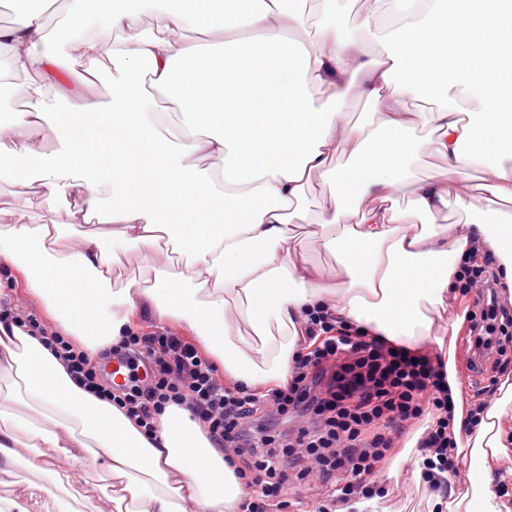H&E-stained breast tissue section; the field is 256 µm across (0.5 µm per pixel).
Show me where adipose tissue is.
Wrapping results in <instances>:
<instances>
[{"label":"adipose tissue","mask_w":512,"mask_h":512,"mask_svg":"<svg viewBox=\"0 0 512 512\" xmlns=\"http://www.w3.org/2000/svg\"><path fill=\"white\" fill-rule=\"evenodd\" d=\"M55 2L0 26L11 69L27 76L20 85L0 76V95L24 101L0 122V180L70 221H0V303L23 284L92 355L142 314L185 324L225 381L253 389L287 382L316 309L400 346L438 348L468 470L448 476L447 495L430 506L512 512L489 486L512 455V383L466 410L448 339L461 324L455 284L469 255L492 253L512 289V0H372L357 27L374 55L345 32L337 0H319L313 53L289 49L302 23L293 0H112L96 18L90 0H65L59 55L43 21ZM191 28L216 44L186 41ZM115 31L125 40L107 74L97 57ZM105 78L109 97L92 98ZM72 83L87 95L60 111ZM353 92L371 106L366 122L341 110ZM409 99L431 103L428 115L409 111ZM423 123L446 174L413 172ZM339 152L350 160L342 169ZM476 168L475 192L464 193L459 183ZM312 195L311 234L335 260L328 269L299 248ZM452 206L465 221L437 223ZM95 221L100 230L71 238L73 225ZM133 251L148 253L150 277L117 274ZM0 371L20 381L0 391V478L41 460L40 481L0 494V512H40L54 491L104 501V512H240L234 468L187 409L167 406L146 435L125 409L78 387L38 330L5 314ZM82 456L102 459L105 484L85 485L74 465Z\"/></svg>","instance_id":"adipose-tissue-1"}]
</instances>
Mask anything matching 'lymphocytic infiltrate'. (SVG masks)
Segmentation results:
<instances>
[{"label":"lymphocytic infiltrate","instance_id":"f902f5d3","mask_svg":"<svg viewBox=\"0 0 512 512\" xmlns=\"http://www.w3.org/2000/svg\"><path fill=\"white\" fill-rule=\"evenodd\" d=\"M492 263L489 256L468 258L458 278L461 295L481 288L477 310L466 313L468 341L478 351L493 348L494 336L512 333V311L498 301ZM306 333L287 384L262 391L222 384L196 346L166 330L131 332L112 346L113 354L153 367L146 384L132 380L118 388L66 337L46 332L42 339L79 386L126 409L145 432H153L167 405L190 411L212 441L240 457L244 512H272L292 479L330 485L340 501L371 497L368 477L378 473L398 429L413 420L429 421L418 442L427 468L456 469L454 403L439 357L415 354L320 311L310 314ZM292 414L314 423L286 441L253 428L266 417Z\"/></svg>","mask_w":512,"mask_h":512}]
</instances>
